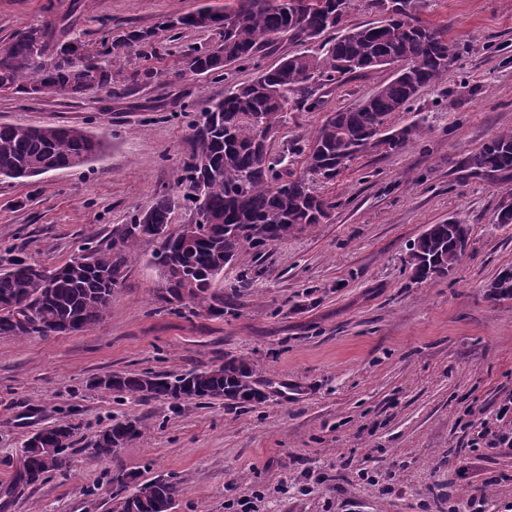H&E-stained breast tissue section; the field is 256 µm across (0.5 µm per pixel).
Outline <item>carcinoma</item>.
Masks as SVG:
<instances>
[{"label":"carcinoma","instance_id":"1","mask_svg":"<svg viewBox=\"0 0 512 512\" xmlns=\"http://www.w3.org/2000/svg\"><path fill=\"white\" fill-rule=\"evenodd\" d=\"M283 10L272 0H236V7L214 13L208 7L180 15L160 28L175 38L183 29L196 32L223 30L221 43L193 48L189 68L196 74L218 73L251 62L265 48L286 39L299 45L319 42L318 51L284 55L275 66L253 79L236 84L202 113L194 125L192 148L176 189L161 192L153 205L133 215L131 222L114 230L112 245L83 256L85 263H65L47 271L22 258L0 268V335L24 338L46 336L39 324L50 322L64 335L102 321L112 293L128 274V263L144 238L157 242L155 254L171 253L168 310L181 311L188 303L210 315L224 316V295L212 291L224 267L246 247L257 249L284 242L329 218L335 202L317 194L311 183L330 182L342 169L370 150L377 149L374 133L388 124L426 86L448 80L459 48L444 33L421 23L415 0H370L380 19L343 26L349 0H289ZM71 24L49 20L16 35L0 56V91L33 98L72 99L84 92L112 85V71L96 63L80 64L71 57ZM399 69L369 97L330 113L318 125L306 147H293L304 155L303 171L295 176L282 166L285 156L272 153L274 132L263 133L244 115L285 113L304 104H322V87L366 70L389 66ZM317 75L318 84L307 76ZM107 144L78 126L0 124V170H53L82 166L104 156ZM466 166L482 173L512 171V130L500 131L470 154ZM189 205L193 218L171 229L174 214ZM202 212L207 223L195 215ZM470 236V226L430 224L409 248L408 262L416 281L448 277L463 258L457 236ZM254 364L237 357L224 363L171 376L153 372L122 373L108 388L116 395L142 401L169 399L197 403L220 398L227 406L260 404L266 396L254 380ZM112 438L95 442L98 456L117 452V441L144 433L137 420L117 422ZM38 435L43 447L58 449L55 470L68 466L66 451L73 445L74 427L59 424ZM47 471L39 459L22 450L16 483L31 485ZM151 485L160 497L174 504L179 484L159 478Z\"/></svg>","mask_w":512,"mask_h":512}]
</instances>
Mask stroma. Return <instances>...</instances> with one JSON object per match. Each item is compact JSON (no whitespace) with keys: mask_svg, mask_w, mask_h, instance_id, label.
I'll list each match as a JSON object with an SVG mask.
<instances>
[{"mask_svg":"<svg viewBox=\"0 0 512 512\" xmlns=\"http://www.w3.org/2000/svg\"><path fill=\"white\" fill-rule=\"evenodd\" d=\"M233 0H0V45L21 29L68 19L112 69V85L74 99L0 94V123L77 125L108 144L103 159L39 177L0 178V264L20 256L54 269L171 190L191 149L192 122L230 85L188 70L195 46L222 35L182 31L113 51L133 30H156L202 6ZM417 16L460 48L448 80L420 91L392 127L420 137L395 153L369 152L319 185L336 203L327 223L224 270V314L161 309L155 241L141 240L108 315L79 334L0 336V512H110L122 467L141 481L170 478L173 512H448L484 496L481 512L512 502V451L471 452L512 393V299L487 291L512 270V224L494 221L512 174L486 176L465 161L512 129V0H419ZM392 76L372 69L325 87L316 110L288 112L273 141L301 172L293 143L327 113L371 95ZM470 226L466 254L447 279L413 280L409 245L430 224ZM254 282L236 288L241 274ZM242 357L266 399L230 407L175 405L92 387L112 372L181 374ZM145 433L112 457L94 440L113 420ZM75 429L69 464L10 495L28 437Z\"/></svg>","mask_w":512,"mask_h":512,"instance_id":"1","label":"stroma"}]
</instances>
